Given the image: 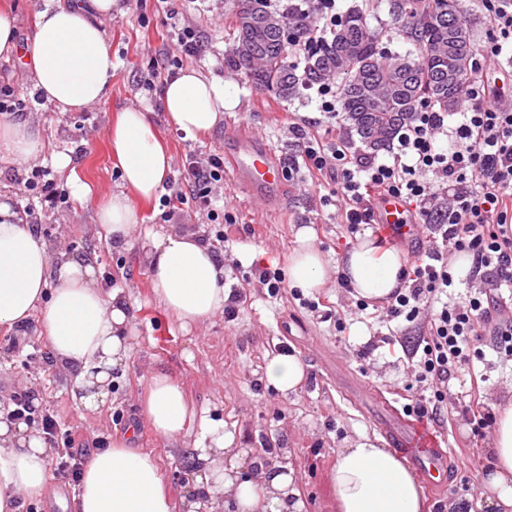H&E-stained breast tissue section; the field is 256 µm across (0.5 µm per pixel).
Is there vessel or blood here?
<instances>
[{
  "label": "vessel or blood",
  "instance_id": "1",
  "mask_svg": "<svg viewBox=\"0 0 512 512\" xmlns=\"http://www.w3.org/2000/svg\"><path fill=\"white\" fill-rule=\"evenodd\" d=\"M225 142L236 154L233 169L235 183L247 188L263 201H271L283 179V167L275 152L250 137L228 130ZM413 434L423 452L418 460L419 470L427 488L441 486L446 478L447 459L438 440L420 426Z\"/></svg>",
  "mask_w": 512,
  "mask_h": 512
}]
</instances>
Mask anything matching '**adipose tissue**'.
Wrapping results in <instances>:
<instances>
[{
  "label": "adipose tissue",
  "mask_w": 512,
  "mask_h": 512,
  "mask_svg": "<svg viewBox=\"0 0 512 512\" xmlns=\"http://www.w3.org/2000/svg\"><path fill=\"white\" fill-rule=\"evenodd\" d=\"M115 0H44L31 41L18 42L10 10H0V53L13 52L29 69L45 103L74 112L104 101L112 87V49L102 28ZM227 92L195 69L168 81L163 106L171 126L193 136L214 128L224 116ZM107 136L121 172V192L97 209L101 237L126 243L141 222L138 201L159 195L172 171V157L149 113L127 108L112 119ZM40 125L29 118L0 120V154L19 161L43 157ZM288 265L293 287L312 294L325 288L327 262L313 243L311 228L297 234ZM159 303L184 325L201 324L223 311L231 291L224 264L194 236L170 233L152 238L142 255ZM399 252L370 235L343 257V273L357 296L374 301L398 287ZM39 315L57 365L73 374L71 397L97 411L112 396V373L129 354V314L120 289L105 293L92 265L53 253L0 202V327L25 324ZM146 416L164 439L178 440L192 427L201 464L198 494L175 510L152 454L117 438L85 464L76 497L77 512H300L293 473L260 469L241 479L232 439L214 429L189 401L183 386L161 371L147 383ZM494 471L485 506L512 512V404L499 408L490 450ZM50 450L26 422L0 419V512H20L23 501L43 496ZM336 512H424L418 481L406 458L379 438L359 436L340 448L329 474Z\"/></svg>",
  "instance_id": "adipose-tissue-1"
}]
</instances>
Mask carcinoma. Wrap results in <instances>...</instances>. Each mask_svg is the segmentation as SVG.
Wrapping results in <instances>:
<instances>
[{
  "instance_id": "carcinoma-1",
  "label": "carcinoma",
  "mask_w": 512,
  "mask_h": 512,
  "mask_svg": "<svg viewBox=\"0 0 512 512\" xmlns=\"http://www.w3.org/2000/svg\"><path fill=\"white\" fill-rule=\"evenodd\" d=\"M412 48L401 54L379 48L364 11L354 8L304 55L303 73L289 65L292 44L305 42L311 21L288 3V16L238 7L229 61L260 90L282 99L320 83L335 85L344 119L369 150L390 145L400 126L428 106L459 109L475 56L459 0H392Z\"/></svg>"
}]
</instances>
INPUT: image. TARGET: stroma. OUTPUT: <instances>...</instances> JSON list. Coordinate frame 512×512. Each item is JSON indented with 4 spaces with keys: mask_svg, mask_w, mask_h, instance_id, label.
Listing matches in <instances>:
<instances>
[{
    "mask_svg": "<svg viewBox=\"0 0 512 512\" xmlns=\"http://www.w3.org/2000/svg\"><path fill=\"white\" fill-rule=\"evenodd\" d=\"M237 0H177L166 7L162 0H118L103 22L112 47V90L101 103L78 112H61L35 103L30 72L17 55L0 53V82L13 84L19 98L32 104L31 116L44 130L47 150L42 166L60 187L76 176L91 191L88 201L69 199L58 207L36 212L39 236L67 256L91 264L104 291L122 289L131 315V350L122 372L116 373L112 399L89 413L70 396L66 373L58 369L36 322L7 331L0 329V411L13 409L16 394H28L35 413H57L62 425L92 442L98 437L131 436L133 448L153 454L165 486L175 504L195 492L193 437L178 442L160 438L143 411L147 380L164 371L185 389L189 400L233 437L232 446L244 460V474L252 463L292 469L301 491L302 512H336L328 473L337 448L345 440L365 434L384 437L400 431L405 442L400 453L414 461L419 453L412 434L406 433L402 394L412 384L415 394H427L428 385L416 381L408 368L403 345L414 328L398 335V348L382 339L391 324L382 322L383 306L355 307L353 294L328 284L319 298L334 311L331 319L309 312L294 299L292 288L270 295L254 268L271 264L287 268L296 248V233L304 226L315 232V245L324 253L330 274H337L348 247L338 202L330 190L314 191L306 169L294 171L284 181L280 197L262 203L232 180L216 191L217 204L233 220L232 240L215 237L205 212L186 202L163 218L160 201L142 204L143 217L130 242L115 246L100 238L96 207L101 198L120 191L121 180L112 157L107 130L115 112L136 107L150 112L175 166L167 186H175L187 153L209 154L224 149L226 127L266 143L284 161L295 157V138L288 129L290 117L320 118L316 93L303 89L299 99L285 101L256 89L232 67L227 55L234 43L231 18ZM203 30L206 50L198 56L176 53L173 41L179 29ZM166 53L171 64L191 67L223 82L230 97L224 121L210 133L190 137L169 124L163 110V88L145 91L139 77L155 55ZM69 156L68 170L56 169L54 154ZM182 232L206 239L224 260V281L240 297L234 317L217 314L199 325L181 324L156 300L150 273L141 261V246L155 234ZM365 326L369 338L354 336L355 326ZM289 347L305 368V379L295 392L281 394L264 381L268 360ZM480 382L486 407L512 403V361L487 352L473 371H461L448 383L449 398L465 403L473 382ZM452 463L444 487L424 490L425 512H448L452 502L476 505L488 490L483 480L492 469L488 453L493 433L474 438L469 416L430 426Z\"/></svg>",
    "mask_w": 512,
    "mask_h": 512,
    "instance_id": "35a3bbf8",
    "label": "stroma"
}]
</instances>
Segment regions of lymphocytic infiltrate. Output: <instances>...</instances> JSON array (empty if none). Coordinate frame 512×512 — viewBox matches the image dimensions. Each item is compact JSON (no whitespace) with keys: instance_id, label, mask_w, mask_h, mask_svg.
Segmentation results:
<instances>
[{"instance_id":"obj_1","label":"lymphocytic infiltrate","mask_w":512,"mask_h":512,"mask_svg":"<svg viewBox=\"0 0 512 512\" xmlns=\"http://www.w3.org/2000/svg\"><path fill=\"white\" fill-rule=\"evenodd\" d=\"M482 5L492 38L480 55L491 62L512 47V0H482ZM468 97L469 108L452 129L445 113H416L399 129L398 151L389 163L356 155L344 137L321 135L313 125L296 123L291 130L307 170L333 186L347 236L376 225L375 209L384 197L414 204V211L406 214L403 224L394 225L391 234L401 239L404 226L424 228L427 246L412 253L408 266L401 268V286L385 308L389 320L401 319L418 328L407 359L432 384L430 395L417 397L410 412L417 421L435 425L466 412L477 435L491 425L493 413L476 393L468 404L452 402L446 384L456 372L482 359L485 350L512 358V301L499 296L500 288H512V81L473 82ZM444 134L450 136V145H442ZM181 178L210 223L223 224L211 200L213 188L224 181L223 154H187ZM443 185L453 193L436 214L429 202L435 188ZM454 252L470 257L469 274L480 277L483 286L448 305L441 296L454 284L449 261ZM38 423L48 443L64 447L54 476L78 481L82 440L62 429L53 413H44Z\"/></svg>"}]
</instances>
